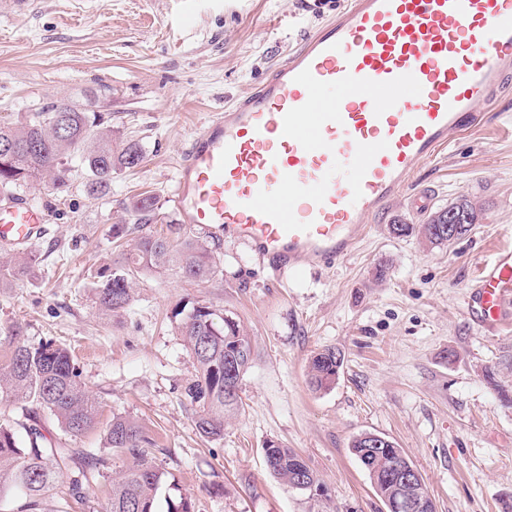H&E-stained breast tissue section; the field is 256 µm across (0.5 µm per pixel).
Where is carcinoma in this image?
<instances>
[{
	"instance_id": "carcinoma-1",
	"label": "carcinoma",
	"mask_w": 512,
	"mask_h": 512,
	"mask_svg": "<svg viewBox=\"0 0 512 512\" xmlns=\"http://www.w3.org/2000/svg\"><path fill=\"white\" fill-rule=\"evenodd\" d=\"M0 141L12 145L11 153L0 159V188L13 192L32 181H44L59 192L70 186L72 161L85 173V190L99 199L112 189V175L133 170L145 160L143 146L135 140H116L112 127L103 125L94 112L68 101H59L46 112H33L24 121L0 124ZM133 223L112 225V237L121 240L136 234L132 247L112 258V263L90 272L95 290V303L102 311L119 313L131 301L137 274L171 271L193 282H208L217 273L213 248L198 236L183 232L182 227L169 226V234L155 235L143 231L153 223L158 199L152 194H139L123 204ZM454 210L461 214L465 227L478 221L473 203L460 197L435 211L427 223L415 228L411 224H393L391 231L399 236L418 233L432 244L447 240L432 232L440 216ZM39 263L34 252H21L0 259V280L21 277ZM173 317L195 366L196 378L185 394L195 407V428L200 436L218 439L224 436V418L242 407L240 396L230 388L241 389L242 379L250 367L255 351L251 336L240 321L227 313L203 304L189 308L178 306ZM12 340L7 370L0 373V398L34 404L47 411L67 435L78 437L91 429L98 409L89 387L81 379L67 348L52 342L25 343L20 330H6ZM237 364L236 378L224 376V364ZM343 364L341 354L325 348L311 358L309 382L316 390H327L336 383ZM28 440L20 447L12 428L0 424V492H16L25 497L18 512H34L40 501L62 493L74 499L83 498L88 482V466L104 467L107 459L95 453L49 438L41 429L28 427ZM151 444L143 429L125 416L115 415L106 433L105 447L129 459V465L112 480V495L106 512H155V503L165 474L146 459ZM357 457L384 506L394 498L392 478L397 466L410 463L403 449L390 440L382 443L381 454L373 456L367 440L361 435L351 442ZM270 473L295 490L319 491L317 474L293 449L271 442L264 448Z\"/></svg>"
}]
</instances>
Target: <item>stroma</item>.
<instances>
[{
	"mask_svg": "<svg viewBox=\"0 0 512 512\" xmlns=\"http://www.w3.org/2000/svg\"><path fill=\"white\" fill-rule=\"evenodd\" d=\"M346 0H30L0 10V123L58 100L102 116L146 157L115 175L106 197L82 180L63 192L34 183L22 193L49 213L28 243L31 275L0 285V329L66 346L98 402V423L71 447L106 457L83 501L54 495L37 512H104L127 460L104 446L114 414L154 438L148 456L199 512H385L350 451L372 432L403 448L436 512H504L512 506V328L484 331L467 306L469 286L498 247L512 244V84L480 105L477 122L417 164L404 192L369 217L353 255L331 267L273 272L243 240L214 250L220 273L206 283L166 273L138 277L125 311L102 314L87 277L112 256L123 203L155 194L153 233L177 216L168 196L177 162L211 113L245 95L308 26ZM477 224L447 246L396 237L393 224L425 223L458 197ZM386 266L377 277L378 266ZM237 316L256 347L239 414L206 441L185 389L193 360L172 313L184 299ZM327 347L344 365L335 385L312 390L311 357ZM275 441L320 476V493L293 490L266 468Z\"/></svg>",
	"mask_w": 512,
	"mask_h": 512,
	"instance_id": "1",
	"label": "stroma"
}]
</instances>
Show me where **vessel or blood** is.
<instances>
[{
	"label": "vessel or blood",
	"instance_id": "obj_1",
	"mask_svg": "<svg viewBox=\"0 0 512 512\" xmlns=\"http://www.w3.org/2000/svg\"><path fill=\"white\" fill-rule=\"evenodd\" d=\"M512 81V0H351L197 132L170 201L182 223L245 240L274 269L343 261L417 162ZM47 210L0 194V241ZM480 326L512 321V248L474 280Z\"/></svg>",
	"mask_w": 512,
	"mask_h": 512
}]
</instances>
